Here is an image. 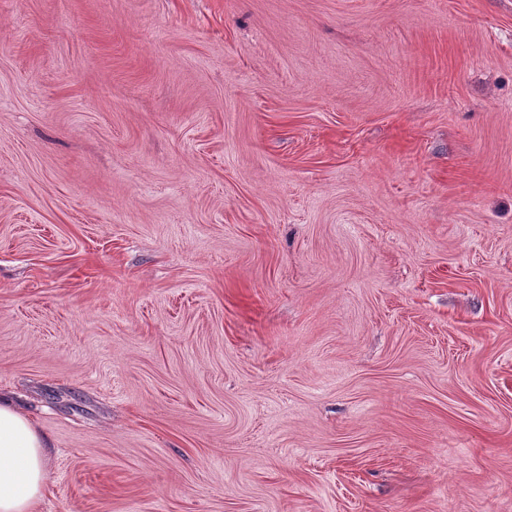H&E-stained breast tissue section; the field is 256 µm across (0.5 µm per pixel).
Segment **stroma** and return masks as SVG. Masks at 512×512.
<instances>
[{
  "instance_id": "obj_1",
  "label": "stroma",
  "mask_w": 512,
  "mask_h": 512,
  "mask_svg": "<svg viewBox=\"0 0 512 512\" xmlns=\"http://www.w3.org/2000/svg\"><path fill=\"white\" fill-rule=\"evenodd\" d=\"M0 395L37 512H512V0H0ZM47 448L28 416L0 398V512H35L49 482Z\"/></svg>"
}]
</instances>
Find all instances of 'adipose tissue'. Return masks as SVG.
<instances>
[{
    "label": "adipose tissue",
    "instance_id": "obj_1",
    "mask_svg": "<svg viewBox=\"0 0 512 512\" xmlns=\"http://www.w3.org/2000/svg\"><path fill=\"white\" fill-rule=\"evenodd\" d=\"M47 458L28 416L0 399V512H35L49 482Z\"/></svg>",
    "mask_w": 512,
    "mask_h": 512
}]
</instances>
